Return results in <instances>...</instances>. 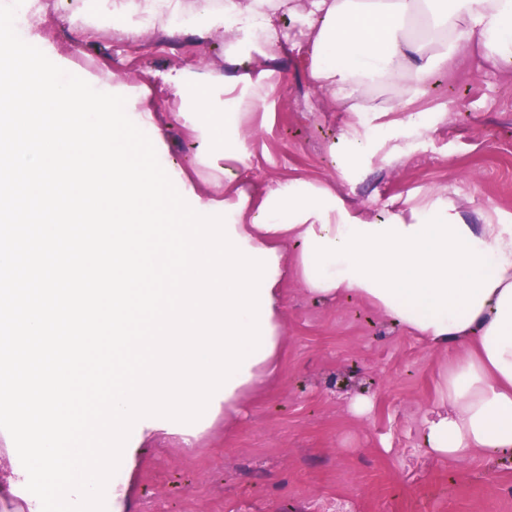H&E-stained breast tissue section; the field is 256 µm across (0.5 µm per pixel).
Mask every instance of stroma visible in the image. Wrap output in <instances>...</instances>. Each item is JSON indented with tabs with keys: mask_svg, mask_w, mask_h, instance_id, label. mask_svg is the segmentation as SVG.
<instances>
[{
	"mask_svg": "<svg viewBox=\"0 0 512 512\" xmlns=\"http://www.w3.org/2000/svg\"><path fill=\"white\" fill-rule=\"evenodd\" d=\"M43 7L47 57L99 84L134 86L189 66L223 71L228 42L120 37L108 0ZM103 24L83 38L73 10ZM312 58L281 56L251 133L247 172L262 186L289 178L330 185L347 207L384 219L426 197L448 200L471 224H512V68L473 47L415 98L387 84L349 112L309 79ZM363 119L370 143L343 139ZM424 126V135L412 125ZM404 153L391 155V145ZM357 155L358 165L343 160ZM286 356L280 376L241 405L233 436L216 422L193 453L161 433L140 445L132 512H512V449L463 461L436 457L422 417L448 358L357 298L321 301L284 288Z\"/></svg>",
	"mask_w": 512,
	"mask_h": 512,
	"instance_id": "obj_1",
	"label": "stroma"
}]
</instances>
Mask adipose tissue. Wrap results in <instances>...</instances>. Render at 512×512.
<instances>
[{"label": "adipose tissue", "mask_w": 512, "mask_h": 512, "mask_svg": "<svg viewBox=\"0 0 512 512\" xmlns=\"http://www.w3.org/2000/svg\"><path fill=\"white\" fill-rule=\"evenodd\" d=\"M112 13L132 17L123 29L131 40L145 27L174 37L181 13L204 16L199 36L225 28L234 35L225 72L184 69L164 76L158 91L140 83L133 110L153 124L158 97L167 95L174 123L197 148L174 170L187 188L206 185L202 207L240 204L233 225L243 246L277 257L268 353L219 400L225 431L242 402L281 373L283 287L293 281L321 300L356 296L429 346L453 349L423 422L437 456L512 448V225L467 223L441 199L414 222L398 212L372 220L333 187L293 178L257 190L242 171L251 156L247 125L277 66L272 47L284 17L309 19L315 86L361 112L369 88L401 81L417 90L468 43L492 63L511 64L512 0H224L219 9L209 0H113ZM252 57L258 65H249Z\"/></svg>", "instance_id": "adipose-tissue-1"}]
</instances>
